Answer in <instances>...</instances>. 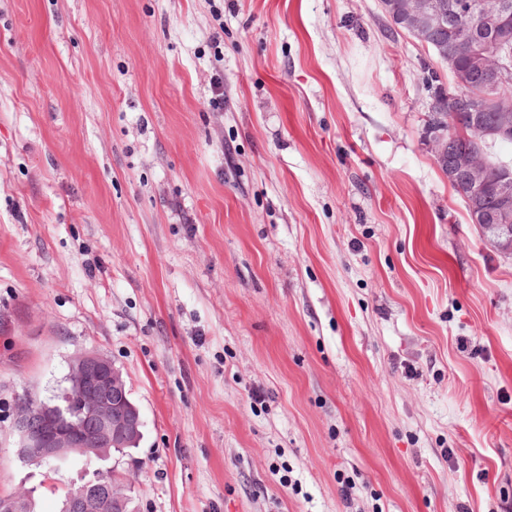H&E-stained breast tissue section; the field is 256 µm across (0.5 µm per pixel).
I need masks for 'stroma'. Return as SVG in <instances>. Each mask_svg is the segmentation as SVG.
Segmentation results:
<instances>
[{
  "label": "stroma",
  "mask_w": 512,
  "mask_h": 512,
  "mask_svg": "<svg viewBox=\"0 0 512 512\" xmlns=\"http://www.w3.org/2000/svg\"><path fill=\"white\" fill-rule=\"evenodd\" d=\"M380 0H0V493L96 351L132 512H512V257Z\"/></svg>",
  "instance_id": "35a3bbf8"
}]
</instances>
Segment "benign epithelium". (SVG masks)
I'll use <instances>...</instances> for the list:
<instances>
[{
	"mask_svg": "<svg viewBox=\"0 0 512 512\" xmlns=\"http://www.w3.org/2000/svg\"><path fill=\"white\" fill-rule=\"evenodd\" d=\"M385 13L397 19L403 31L431 48L447 63L453 85L433 94L448 111L430 110L425 140L448 183L459 188L468 202L470 222L478 226L494 247L512 255V164L492 162L481 150L454 135L465 124L473 139L486 143L512 141V99L489 113L471 109L470 79L497 89L512 76L507 52L512 50V3L509 0H381ZM481 26L469 29L471 15ZM467 52V67L457 60ZM17 436V458L63 470L64 448H94L107 443L126 448L142 437L143 420L130 399L122 372L96 352L77 356L68 386L48 400L18 401L12 423ZM122 481L110 485L80 486L66 497L63 512H130L132 481L112 468ZM28 496L17 490L0 497V512H27Z\"/></svg>",
	"mask_w": 512,
	"mask_h": 512,
	"instance_id": "benign-epithelium-1",
	"label": "benign epithelium"
}]
</instances>
